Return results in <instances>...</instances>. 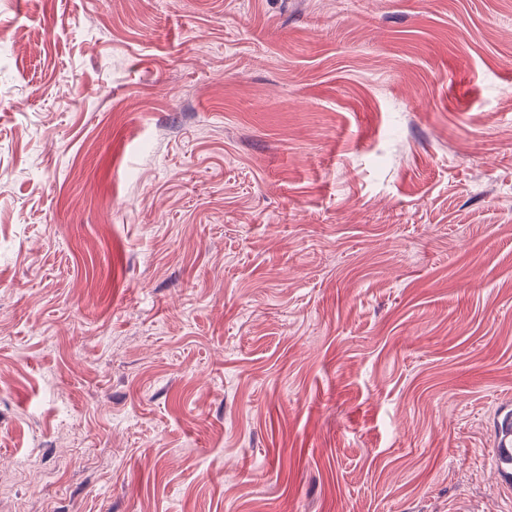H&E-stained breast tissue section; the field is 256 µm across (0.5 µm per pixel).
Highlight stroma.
<instances>
[{"instance_id": "obj_1", "label": "stroma", "mask_w": 512, "mask_h": 512, "mask_svg": "<svg viewBox=\"0 0 512 512\" xmlns=\"http://www.w3.org/2000/svg\"><path fill=\"white\" fill-rule=\"evenodd\" d=\"M0 27V512H512V0ZM492 430L494 445L491 461L497 485L511 492L512 489V407L502 406L495 414Z\"/></svg>"}]
</instances>
